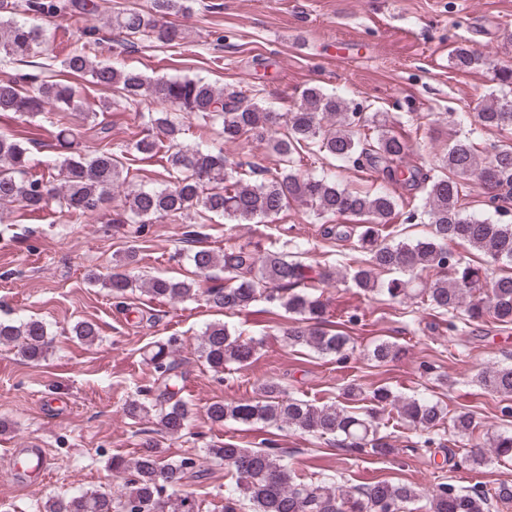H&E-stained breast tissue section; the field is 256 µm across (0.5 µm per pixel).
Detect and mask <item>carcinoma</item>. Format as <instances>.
<instances>
[{"instance_id": "obj_1", "label": "carcinoma", "mask_w": 512, "mask_h": 512, "mask_svg": "<svg viewBox=\"0 0 512 512\" xmlns=\"http://www.w3.org/2000/svg\"><path fill=\"white\" fill-rule=\"evenodd\" d=\"M187 2L151 0L146 10L123 7L112 13L107 25L123 34L121 46L125 49L145 41L172 47L181 41L182 32L166 17L190 11ZM86 7L85 0H0V59L25 62L37 56L47 43L37 20ZM100 41L99 30L88 29L85 38L69 48L61 66L73 74L88 73L93 83L111 88L113 98L105 103L107 109L137 104L142 97L150 99L154 107L138 111L145 135L136 139L132 148L150 157L163 153L169 185L129 189L123 196H116L115 190L126 185L127 178L123 177V163L105 145L109 128H99L102 146L87 153L80 148L77 130L64 127L56 135L63 152L53 161L48 175L33 172L36 162L20 141L0 136V204L17 202L30 214L54 205L64 215H84L118 200L133 224H150L156 219L176 222L195 209L249 224L256 218L277 216L293 200L311 207L320 219L342 216L361 221L357 226L323 225V236L330 240H347L357 233L356 248L364 258L353 260L346 270L355 287L377 291L391 300H420L433 311L449 315L450 336L462 333L456 322L458 312L468 323H492L503 331L512 327V275L496 277L493 271L498 263H512V224L468 214L462 203L466 181L474 176L486 188L485 205L500 210L503 193H512V143L494 148L491 159L485 161L470 133L461 131L441 159L448 174L430 178L418 167L405 169L399 165L409 149L405 139L386 129L368 135L369 117L339 96L307 87L301 92L300 102L280 114L241 91L226 93L202 78L151 79L134 69L95 63L90 53ZM451 60L460 70L482 64V58L464 45L453 50ZM46 104L56 112H77L80 95L73 85L58 79H0V112L35 118ZM190 117L202 120L206 127L218 122L226 142L245 147L253 140H267L279 156L280 169L257 183L249 179L254 168L246 170L241 163L229 165L220 153L183 143V122ZM471 120L467 112L457 114L460 126ZM472 121L484 128L512 129V98H491L476 110ZM281 122L287 132L280 137L270 135ZM154 130L164 140L155 139L151 135ZM303 152L331 158L339 170L348 164L366 170L382 165L393 184L423 189L422 209L412 206L405 221L412 223L420 212L427 215L429 235L412 241L390 239L383 229L397 215L395 197L386 190L349 191L340 187L334 172L302 174L295 165ZM453 244L479 252L483 263L462 264L451 249ZM298 257V251L259 254L246 246L224 252L201 248L189 254L196 275H207L218 266L228 274L224 287L205 291L209 307L246 312L263 295L295 320L284 332L289 346L309 347L344 360L353 350L350 338L325 327L326 308L317 295V288L335 282L338 274L324 268L311 276V267ZM427 270L436 271V277L414 287L417 275ZM382 273L389 278L379 279ZM104 286L117 296L138 288L166 301H183L196 295L193 280L155 277L140 282L124 271L112 273ZM72 333L85 343L98 337L96 325L84 321L76 323ZM52 342L46 324L40 320H0V345L17 348L28 361L44 359ZM200 348L208 367L219 373L228 363H250L257 342L230 335L221 323H210L200 336ZM399 354L400 348L389 342H381L372 350V357L379 363L391 362ZM150 364L156 374L155 389L145 391L147 399L143 401H128L124 411L131 418L152 416L167 435L178 436L192 414L189 402L169 391L170 381L179 377V363L171 359L165 346L159 345L150 356ZM478 382L490 392L511 398L512 366L489 368L481 372ZM342 398L367 401L369 406L362 414L336 404L317 406L288 396L279 382L268 380L261 385L258 399L214 402L206 413L214 422L232 419L331 436L350 451L371 457L394 452L388 439L379 434V415L386 408L395 409L408 424L428 433L444 419L443 409L432 399H403L384 386L365 392L350 383L343 389ZM451 424L462 438L476 428L473 415L466 411L456 413ZM484 447L491 452L472 450L461 458L463 466L473 469L492 460L512 458V432L488 434ZM212 461L224 463L236 475L235 484L224 489V512H405L420 498L415 487L386 481L346 490L331 478L298 480L284 456L272 448H241L226 442L206 449L201 459H166L154 440L147 439L134 458H112V471L125 476L122 491L81 490L53 496L46 500L43 512H200L195 499L178 496L173 489L190 478H203L207 469L202 464ZM495 499L511 501L512 486L501 484L492 493L477 489L464 492L441 482L429 491L425 509L491 512Z\"/></svg>"}]
</instances>
